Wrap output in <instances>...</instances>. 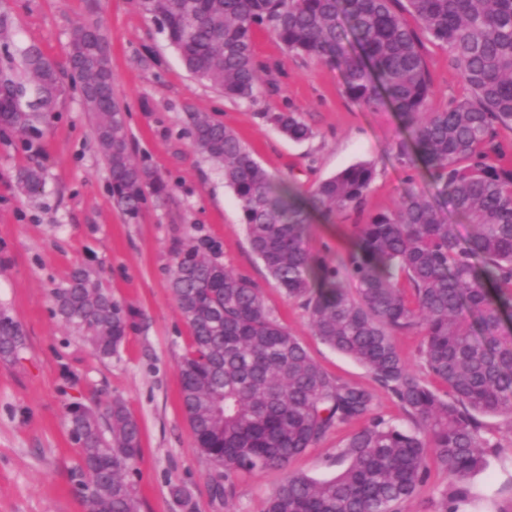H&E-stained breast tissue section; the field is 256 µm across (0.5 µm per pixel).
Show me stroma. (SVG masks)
<instances>
[{"mask_svg":"<svg viewBox=\"0 0 512 512\" xmlns=\"http://www.w3.org/2000/svg\"><path fill=\"white\" fill-rule=\"evenodd\" d=\"M0 65L21 64L37 45L65 65L75 27L99 25L112 58L115 96L126 112L133 159L172 186L168 196H148L137 219L114 205L108 166L99 153L94 119L81 82L66 77V92L32 143L0 132V306L23 330L16 360H0V512H88L70 472L79 449L68 434L67 408L75 401L101 409L119 397L138 420L140 512H182L171 494L182 486L196 512H262L282 478L269 470L235 482L234 494L212 495L213 469L195 446L182 409L178 366L190 330L169 288L177 246L187 239L218 245L228 269L261 289L266 308L298 336L311 357L334 376L368 388L379 412L407 427L411 421L367 370L313 335L300 303L288 300L251 252L241 212L224 183L220 163L197 153L188 115L205 112L232 129L278 180L308 191L320 180L359 163L376 176L360 210L337 213L334 222L313 217L308 246L329 260L344 255L359 224L394 208L406 179L427 197L438 195L427 174L401 164L394 114L350 101L335 71L286 51L265 30L254 35L259 65L254 102L237 103L193 78L155 24L132 0H0ZM434 93L427 111L445 109L469 91L447 52L426 44ZM295 112L312 137L296 143L263 118ZM43 171L37 193L18 181L24 166ZM86 268L113 298L136 313L118 354L100 359L55 313L50 295L72 269ZM497 447L487 449L484 471L468 480L464 512H498L512 500V420L486 417ZM350 427L328 433L292 459V471L313 478L336 475V455Z\"/></svg>","mask_w":512,"mask_h":512,"instance_id":"1","label":"stroma"}]
</instances>
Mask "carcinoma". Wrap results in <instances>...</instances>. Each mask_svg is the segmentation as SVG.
Wrapping results in <instances>:
<instances>
[{
    "instance_id": "1",
    "label": "carcinoma",
    "mask_w": 512,
    "mask_h": 512,
    "mask_svg": "<svg viewBox=\"0 0 512 512\" xmlns=\"http://www.w3.org/2000/svg\"><path fill=\"white\" fill-rule=\"evenodd\" d=\"M135 0L179 53L187 71L231 101L255 99L259 67L254 33L268 30L290 53L336 70L345 95L394 112L404 137L399 159L422 167L454 211L472 226L462 241L443 206L408 187L395 207L359 225L348 252L332 263L310 252L312 217L358 207L375 176L369 163L349 166L307 195L275 180L223 123L190 114L201 155L224 168L252 252L290 300L307 311L313 335L363 365L414 423L404 429L373 409L364 386L323 369L302 341L266 308L247 276L219 251L188 242L175 252L170 288L191 330L179 364L183 408L196 447L219 473L217 496L239 475L278 469L283 478L265 512H404L429 477V462L448 487L436 512H461L466 480L497 448L483 417L512 418V165L503 162L498 129L512 128V0ZM414 18L410 26L403 13ZM448 52L470 95L425 111L433 85L424 43ZM99 28H75L68 69L82 81L98 148L109 167L112 199L135 218L147 194L170 193L133 162L125 113ZM27 81L0 71V127L27 142L65 91L61 70L32 46L23 53ZM266 118L294 142L312 137L294 112ZM40 171L20 183L36 189ZM63 321L110 358L127 338L135 312L112 300L83 268L52 290ZM420 329L417 363L397 348L398 332ZM23 345V330L0 309V359ZM443 389H438L435 384ZM80 453L70 479L89 512H138L136 419L118 398L100 413L68 408ZM355 429L339 451L337 476L315 479L288 470L291 459L331 430Z\"/></svg>"
}]
</instances>
